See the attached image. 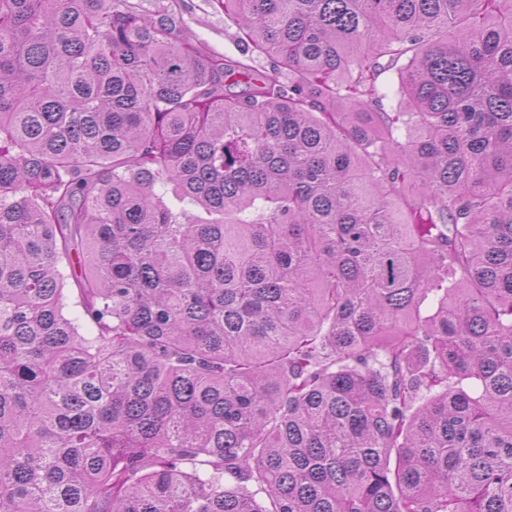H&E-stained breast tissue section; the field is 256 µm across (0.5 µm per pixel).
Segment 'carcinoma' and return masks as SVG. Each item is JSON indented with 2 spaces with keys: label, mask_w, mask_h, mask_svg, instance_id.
Listing matches in <instances>:
<instances>
[{
  "label": "carcinoma",
  "mask_w": 512,
  "mask_h": 512,
  "mask_svg": "<svg viewBox=\"0 0 512 512\" xmlns=\"http://www.w3.org/2000/svg\"><path fill=\"white\" fill-rule=\"evenodd\" d=\"M215 3L0 0V512H512V0ZM130 1L148 15H153L159 6L168 8L181 21L191 42L212 55L245 60L266 72L276 67L275 57L253 52L241 41L237 26L213 0ZM380 93L383 95L382 103L387 112H395L403 108V96L400 92L396 68L380 77ZM61 271L65 276V284H66L65 289H64V293L66 296V299H65L66 307L64 309V313L66 316H68L71 319H78L77 324H79L80 333L85 336H88L90 334V329H89V326L84 324L81 319V309L76 304L77 294H76V290L73 289L74 286H73V281L70 277V273H71L70 268L66 264V262H64L62 264Z\"/></svg>",
  "instance_id": "cac0c4a2"
}]
</instances>
